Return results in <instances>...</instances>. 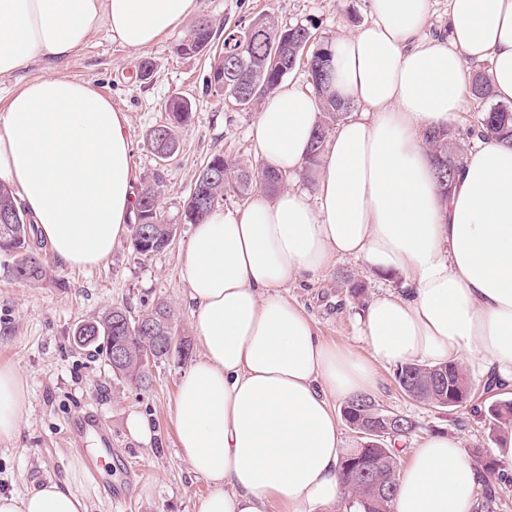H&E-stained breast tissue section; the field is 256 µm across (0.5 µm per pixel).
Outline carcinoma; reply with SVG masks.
I'll return each instance as SVG.
<instances>
[{"label": "carcinoma", "mask_w": 512, "mask_h": 512, "mask_svg": "<svg viewBox=\"0 0 512 512\" xmlns=\"http://www.w3.org/2000/svg\"><path fill=\"white\" fill-rule=\"evenodd\" d=\"M246 27L251 31L249 41L242 51V64L233 58L219 53L210 65L207 79L208 90L216 95L218 89L213 78L224 79V100L236 102L235 90L246 84L257 88L258 96L254 105L258 106L270 94L278 89L286 73L272 67V57L277 54L284 68L292 70L301 60H306L307 71L311 77L315 93L323 112L322 120L312 137L308 153L307 167L317 161L320 148L326 139L330 127L345 119L350 104L341 101L331 91L333 76L332 53L330 48L316 41L310 29L303 25L282 28L267 15L251 19ZM194 37L200 47L212 43L214 31L212 24L205 18L198 19L192 26ZM293 31L298 39L310 43L307 55L295 50L296 41L289 37ZM472 98L488 104L478 118L480 136L487 141L512 143V106L493 104V89L482 74L476 73L470 78ZM194 111L191 103H172L168 107V119L153 127L146 135L147 145L158 147L167 140L173 145L180 144V131L192 118ZM427 145L436 170L440 187L448 190V181L455 176L456 170L448 169V158L460 163L461 148L454 141L451 129L439 128L427 132ZM208 162H219L224 166V177L204 183L194 182V187L184 203L181 212L183 223L198 224L212 210L233 193L243 196L249 191L260 188L276 190L286 184V178L274 170H263L267 182L259 184L251 177L253 166L236 158L220 153L212 155ZM163 187L162 170L157 169L145 177L135 199L136 222L133 226L131 245L133 250L144 256L165 250L173 241L171 224L160 211L159 196ZM38 235L33 224L17 203L15 191L0 184V256L8 258L7 269L11 278L21 283L37 284L47 277V270L39 258L35 237ZM163 315L172 327H177V319L172 307L165 301H159L150 310L134 317L122 306H114L96 320L81 323L74 329L73 335L79 337L75 344L80 348H94V352L104 355L112 372L134 386L147 388L152 381L149 363H143L141 352L146 348L155 349L154 361L168 357L157 342L151 326L155 319ZM125 350L126 357L119 363L112 362V350ZM395 381L402 391L413 390L411 397L421 403L440 406L439 396L443 390L434 385L440 377L448 381V390L456 394L450 409H464L481 394H488L497 388L489 383L483 393L475 392L469 383L465 371L457 364H444L435 367L406 364L394 372ZM486 420L490 434L501 440L512 433V400L493 401L487 409ZM403 427L387 438L384 447H360L349 451L341 461V478L348 490L345 508L349 512H391V502L399 476L397 449L392 443L398 438H411L418 429L417 423L408 416H401Z\"/></svg>", "instance_id": "1"}]
</instances>
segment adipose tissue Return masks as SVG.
<instances>
[{"instance_id": "1", "label": "adipose tissue", "mask_w": 512, "mask_h": 512, "mask_svg": "<svg viewBox=\"0 0 512 512\" xmlns=\"http://www.w3.org/2000/svg\"><path fill=\"white\" fill-rule=\"evenodd\" d=\"M197 0H0V76L33 61L0 109V181L63 263L92 267L120 243L137 179L126 112L90 82L56 72L100 29L129 49L152 45ZM371 20L337 39L333 88L353 111L314 166L319 107L286 83L261 105L264 167L307 176L306 190L257 192L212 211L185 244L182 278L201 344L174 403L177 448L209 485L198 512H271L275 503L343 498L344 438L335 405L378 387V367L481 363L512 381V146L481 141L447 193L425 146L470 98L465 64L490 60L496 97L512 102V0H448V35L421 38L427 0H370ZM397 279L361 314L363 351L321 340L280 290L335 260ZM26 383L0 363V442L17 440ZM479 486L457 438L432 434L400 472L393 512H473ZM0 512H90L81 474Z\"/></svg>"}]
</instances>
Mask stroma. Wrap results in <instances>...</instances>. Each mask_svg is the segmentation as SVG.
Returning a JSON list of instances; mask_svg holds the SVG:
<instances>
[{"label":"stroma","instance_id":"obj_1","mask_svg":"<svg viewBox=\"0 0 512 512\" xmlns=\"http://www.w3.org/2000/svg\"><path fill=\"white\" fill-rule=\"evenodd\" d=\"M196 14L211 21L219 44L225 28L264 14L282 27L307 26L326 44L355 34L370 20L369 0H197ZM188 31V26H180L139 51L113 42L101 31L58 67L62 74L91 82L127 113L132 161L141 177L157 165L144 142L145 133L167 119L170 100L186 97L194 112L180 132V152L165 169L159 198L165 218L178 224L167 250L144 257L124 240L102 265L72 268L46 246L40 254L50 276L37 284L13 281L0 268V362L17 366L29 396L18 440L0 444V493L21 495L49 478L68 480L73 463L85 460L96 446L91 436L78 442L68 437L73 421L86 411L96 413L111 432L114 450L111 466L85 475L82 489L92 512H198L209 490L176 447L177 387L201 353L181 278L183 246L192 227L177 218L201 165L211 155L221 153L253 165L259 158L252 133L255 112L242 111L209 93V55L176 53V44ZM348 277L361 281L370 296L392 287L389 279L371 274L358 262L339 259L313 281L289 285L281 294L312 317L324 341L355 349L360 307L344 284ZM161 299L172 303L189 353L171 352L153 367L148 389L116 378L103 357L72 342L76 325L106 308L121 304L137 315ZM378 379L375 403L410 416L419 425L409 447L443 431L460 440L464 453L478 447L485 458L497 459L501 444L490 436L484 416L467 410L448 412L411 399L398 387L393 369H379ZM134 413L151 420L152 442L130 434L127 421Z\"/></svg>","mask_w":512,"mask_h":512}]
</instances>
